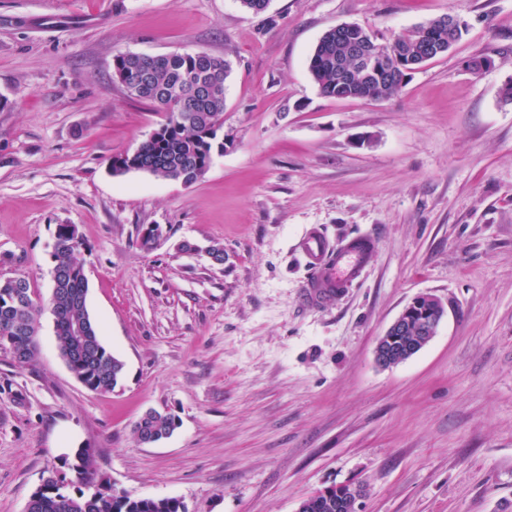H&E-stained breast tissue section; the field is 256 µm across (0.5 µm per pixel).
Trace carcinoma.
<instances>
[{"mask_svg": "<svg viewBox=\"0 0 512 512\" xmlns=\"http://www.w3.org/2000/svg\"><path fill=\"white\" fill-rule=\"evenodd\" d=\"M438 19L419 23L392 41L380 44L364 31L378 55L377 77L364 81L359 64L347 58V46L336 40V30L326 31L309 58L308 70L322 95L336 99L382 100L396 95L410 73L395 53L408 50L415 57L432 60L439 53H423L428 45L445 43L451 48L462 36L457 27L448 36L437 27ZM229 63L206 51L168 53L157 62L123 53L112 60V76L127 96L158 106L167 112L159 137L142 141L130 154L131 164L109 165L113 175L143 172L165 180L191 184L201 178L216 153L224 152V101ZM82 245L74 224H58L53 234L51 260L57 271L52 283L57 349L69 370L88 389L113 390L124 374V362L107 350L98 323L87 307L88 278L84 263L77 258ZM41 305L29 281L0 279V349L21 362L31 361L35 349L18 355L14 344L22 336L39 332ZM84 327L85 338L77 342L71 324ZM176 428L174 416L158 412L137 422L134 435L143 442L150 435L167 437ZM358 495L352 488L332 499L309 497L299 512H356ZM26 512H185L176 498L133 499L108 481L97 477L90 463V452L78 448L72 458L49 471L36 489Z\"/></svg>", "mask_w": 512, "mask_h": 512, "instance_id": "obj_1", "label": "carcinoma"}]
</instances>
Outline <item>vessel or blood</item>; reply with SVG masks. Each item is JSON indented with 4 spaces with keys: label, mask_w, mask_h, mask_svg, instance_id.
<instances>
[{
    "label": "vessel or blood",
    "mask_w": 512,
    "mask_h": 512,
    "mask_svg": "<svg viewBox=\"0 0 512 512\" xmlns=\"http://www.w3.org/2000/svg\"><path fill=\"white\" fill-rule=\"evenodd\" d=\"M301 248L314 270L313 277L305 285L311 296H322L351 286L369 252L368 241L364 238L355 239L340 251H331L326 237L316 230L304 236Z\"/></svg>",
    "instance_id": "vessel-or-blood-1"
}]
</instances>
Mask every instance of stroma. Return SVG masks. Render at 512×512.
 <instances>
[{"instance_id":"obj_1","label":"stroma","mask_w":512,"mask_h":512,"mask_svg":"<svg viewBox=\"0 0 512 512\" xmlns=\"http://www.w3.org/2000/svg\"><path fill=\"white\" fill-rule=\"evenodd\" d=\"M448 13L462 38L397 95L320 94L308 60L327 30L383 44ZM202 50L232 66L223 153L190 185L112 176L166 120L113 57ZM476 56L491 69L469 70ZM511 81L512 0H0V277L44 305L34 360L0 351V512H25L77 448L186 512H298L335 485L364 486L357 512H512ZM59 224L79 230L88 309L125 364L109 392L57 351ZM142 226L162 231L153 250ZM314 228L337 250L372 243L325 299L304 292ZM420 294L444 305L436 336L379 367V336ZM149 410L176 428L147 445Z\"/></svg>"}]
</instances>
